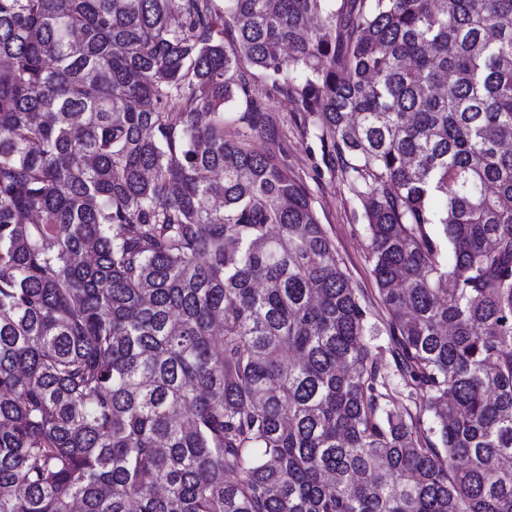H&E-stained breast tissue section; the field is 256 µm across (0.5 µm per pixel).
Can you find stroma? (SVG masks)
Here are the masks:
<instances>
[{
	"mask_svg": "<svg viewBox=\"0 0 512 512\" xmlns=\"http://www.w3.org/2000/svg\"><path fill=\"white\" fill-rule=\"evenodd\" d=\"M250 98L260 103L264 110L262 131L250 139L251 148L277 155L305 186L320 224H323L344 270L359 293L362 305L369 313L370 323L379 330L374 340L379 347L378 363L384 372H393V357L388 349L389 315L379 299L372 275L361 204L324 158L318 127L304 123L292 98L270 94L268 84L261 77H251L248 97L238 98L226 106V139H237L235 120L246 111V101Z\"/></svg>",
	"mask_w": 512,
	"mask_h": 512,
	"instance_id": "stroma-1",
	"label": "stroma"
}]
</instances>
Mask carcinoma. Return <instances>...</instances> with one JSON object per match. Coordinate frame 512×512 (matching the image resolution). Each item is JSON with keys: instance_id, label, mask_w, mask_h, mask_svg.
Listing matches in <instances>:
<instances>
[{"instance_id": "1", "label": "carcinoma", "mask_w": 512, "mask_h": 512, "mask_svg": "<svg viewBox=\"0 0 512 512\" xmlns=\"http://www.w3.org/2000/svg\"><path fill=\"white\" fill-rule=\"evenodd\" d=\"M511 139L512 0H0V512H512ZM249 96L261 104L264 115L262 132L250 139V147L271 152L283 161L308 191L312 206L336 248L342 267L349 275L359 299L369 313V323L380 330L369 341L385 373L394 370L389 351V315L382 305L372 275L368 237L361 204L349 193L323 156L321 135L317 126L304 124L291 97L269 94V85L260 76H249Z\"/></svg>"}]
</instances>
